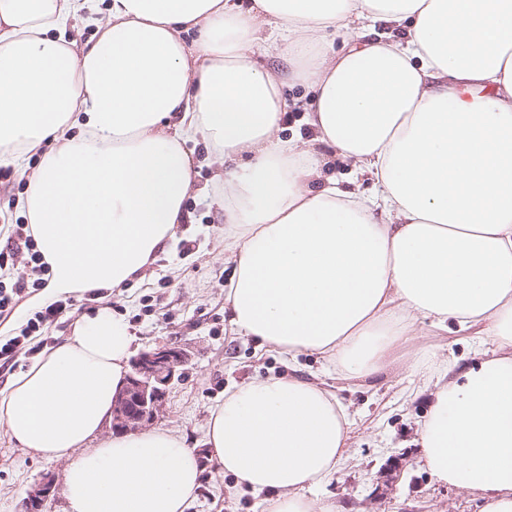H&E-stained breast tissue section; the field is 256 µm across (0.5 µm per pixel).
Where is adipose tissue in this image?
<instances>
[{
  "mask_svg": "<svg viewBox=\"0 0 512 512\" xmlns=\"http://www.w3.org/2000/svg\"><path fill=\"white\" fill-rule=\"evenodd\" d=\"M101 11L89 40L66 37ZM339 31L356 40L337 51ZM279 41L284 76L256 57ZM288 79L313 93L311 139L277 135ZM197 139L219 160L204 186ZM319 144L371 193L325 178ZM2 164L27 181L16 208L50 266L41 303L146 273L197 194L224 212L241 336L351 379L421 322L491 339L459 373L415 359L434 386L419 462L481 493V512H512V0H0ZM135 340L98 306L0 391V431L63 462L62 512H186L200 485L176 431L102 434ZM350 426L323 385L269 376L225 393L205 444L265 512H340L309 492Z\"/></svg>",
  "mask_w": 512,
  "mask_h": 512,
  "instance_id": "adipose-tissue-1",
  "label": "adipose tissue"
}]
</instances>
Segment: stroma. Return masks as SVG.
<instances>
[{"label":"stroma","instance_id":"obj_1","mask_svg":"<svg viewBox=\"0 0 512 512\" xmlns=\"http://www.w3.org/2000/svg\"><path fill=\"white\" fill-rule=\"evenodd\" d=\"M185 220L145 278L106 294L105 301L134 327L137 349H184L187 360L166 388L159 425L195 445L203 468L187 512H263L262 497L236 488L210 463L204 445L210 413L226 392L268 375H293L336 393L353 417L348 459L314 498L341 512H480L481 495L436 482L417 464L418 430L429 410L422 373L412 358L425 348L441 359L473 364L474 336L421 327L416 341L399 344L383 371L363 380L338 376L321 356L296 361L231 332L224 290L233 272L224 255V221L211 200L190 196ZM64 464L31 455L0 434V512H22V501L43 477L62 481Z\"/></svg>","mask_w":512,"mask_h":512}]
</instances>
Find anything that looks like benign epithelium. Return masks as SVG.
Masks as SVG:
<instances>
[{
  "instance_id": "benign-epithelium-1",
  "label": "benign epithelium",
  "mask_w": 512,
  "mask_h": 512,
  "mask_svg": "<svg viewBox=\"0 0 512 512\" xmlns=\"http://www.w3.org/2000/svg\"><path fill=\"white\" fill-rule=\"evenodd\" d=\"M184 362L176 348L163 347L134 358L126 383L118 390L112 407V430L135 431L155 421L164 410L163 386ZM54 478L44 477L24 501V512H43L54 491Z\"/></svg>"
}]
</instances>
